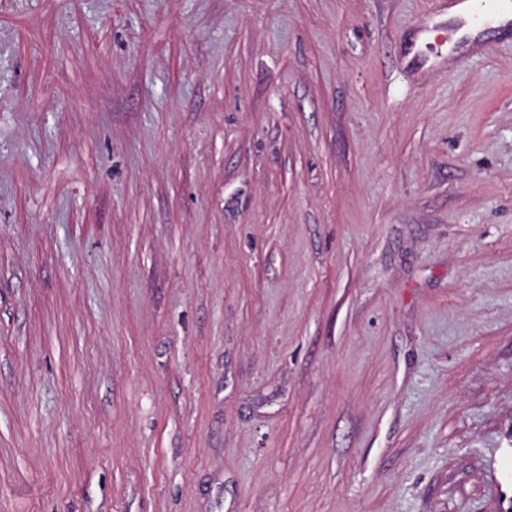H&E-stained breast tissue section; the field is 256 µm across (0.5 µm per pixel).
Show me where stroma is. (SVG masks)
<instances>
[{
  "label": "stroma",
  "instance_id": "1",
  "mask_svg": "<svg viewBox=\"0 0 512 512\" xmlns=\"http://www.w3.org/2000/svg\"><path fill=\"white\" fill-rule=\"evenodd\" d=\"M460 0H0V512H494L512 25Z\"/></svg>",
  "mask_w": 512,
  "mask_h": 512
}]
</instances>
